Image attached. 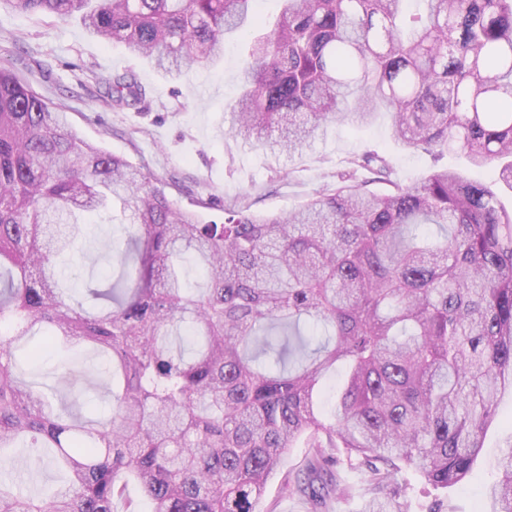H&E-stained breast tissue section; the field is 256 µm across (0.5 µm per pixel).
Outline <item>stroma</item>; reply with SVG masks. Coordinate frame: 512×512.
I'll list each match as a JSON object with an SVG mask.
<instances>
[{"instance_id": "35a3bbf8", "label": "stroma", "mask_w": 512, "mask_h": 512, "mask_svg": "<svg viewBox=\"0 0 512 512\" xmlns=\"http://www.w3.org/2000/svg\"><path fill=\"white\" fill-rule=\"evenodd\" d=\"M244 61L240 38H229L224 56L213 64L192 69L172 80L154 70L130 47L106 44L74 20L66 22L17 9L0 11V66L54 104H64L72 129L84 140L141 167L151 179L165 183L169 195L202 221L222 222L224 207L232 202L251 212L270 214L298 208L317 193L334 188L336 173L359 153L374 150L390 162L395 179L418 183L434 169L445 167L477 181H488L486 169L471 166L458 154L437 158L424 151H409L392 133L389 113H378L371 125L328 126L324 135L301 154L275 156L232 137L224 114L237 95V77ZM131 73L146 88L145 100L134 108L119 107L105 99L97 80L115 73ZM76 250L63 256L59 273L73 287L75 299L85 297L89 285H102L112 276L108 244L122 222L119 209L82 217ZM87 378L79 389L60 378L58 357L45 354L22 363L19 377L42 390L69 410L107 417L111 401L100 387L108 361L92 349L79 354ZM497 420L485 437L478 464L462 484L441 490L405 471L408 512H426L435 501L442 512H492L486 496L496 478L502 448L512 444V396L502 398ZM308 457L304 448L289 449L282 466L269 480L259 504L261 512H307L298 497L284 493L288 479L302 474ZM0 475L24 489L45 495L63 485L55 467L30 469L28 451L15 448L0 462Z\"/></svg>"}]
</instances>
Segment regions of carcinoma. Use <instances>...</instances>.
Returning <instances> with one entry per match:
<instances>
[{"mask_svg": "<svg viewBox=\"0 0 512 512\" xmlns=\"http://www.w3.org/2000/svg\"><path fill=\"white\" fill-rule=\"evenodd\" d=\"M257 0H0L75 17L165 75L224 56L251 36L228 131L274 155L330 122L367 125L382 110L409 150L460 151L494 179L436 169L391 179L385 158L348 160L336 188L288 213L227 205L204 223L124 158L82 139L61 108L0 67V460L65 469L48 499L0 480V512H260L290 448H308L289 486L320 512L340 491L328 464L366 469L363 512H406L404 469L436 489L462 483L498 401L512 395V0H283L266 28ZM118 105L142 103L130 73L103 79ZM394 190H364L359 170ZM119 203L121 271L67 299L59 258L77 213ZM194 259L203 282L190 284ZM90 346L112 363L104 419L54 413L21 383L19 359ZM342 377L330 413L326 378ZM41 448H54L49 459ZM488 489L512 512V445Z\"/></svg>", "mask_w": 512, "mask_h": 512, "instance_id": "carcinoma-1", "label": "carcinoma"}]
</instances>
